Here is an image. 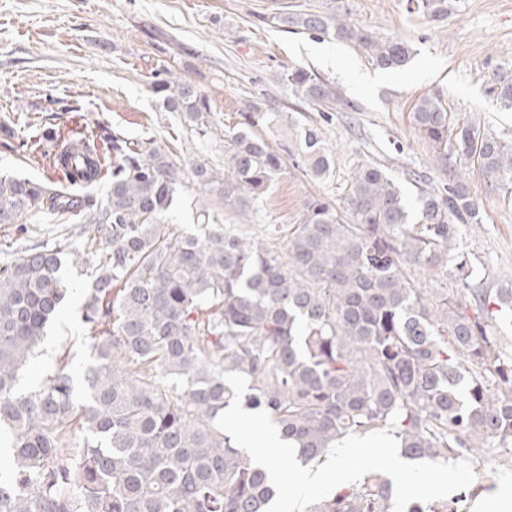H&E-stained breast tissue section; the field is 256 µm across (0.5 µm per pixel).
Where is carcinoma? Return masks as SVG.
<instances>
[{"label": "carcinoma", "mask_w": 512, "mask_h": 512, "mask_svg": "<svg viewBox=\"0 0 512 512\" xmlns=\"http://www.w3.org/2000/svg\"><path fill=\"white\" fill-rule=\"evenodd\" d=\"M416 8L444 18L451 0H416ZM271 21L350 44L385 70L414 56L408 42L381 39L334 10ZM283 81L325 112L347 104L340 88L304 68ZM150 89L208 136L209 99L195 85L162 70ZM486 93L512 111V68L495 70ZM412 119L442 158L476 165L512 197V138L454 120L439 95L419 98ZM278 122V113L249 105L224 133V172L204 160L192 168L238 223L201 207L200 232L180 234L165 221L182 171L157 139L132 141L102 125L64 139L53 128H3L19 149L65 150L53 162L62 183L0 173V224L69 214L93 235L81 251L56 240L0 268V449L10 459L0 466V512H265L276 497L266 470L215 427L233 397L223 372L248 379L243 408L267 411L302 463L350 434L387 428L411 459L447 463L502 448L499 464L512 466V347L492 330L493 317L512 315V280L469 282L458 226L480 224L482 214L464 181L421 194L412 224L400 184L362 164L343 209L312 199L302 223L267 224L257 241L242 225L284 161L255 128ZM298 150L315 178L335 167L314 126L300 128ZM106 174L98 199L92 189ZM450 262L454 285L417 286L416 271ZM69 263L87 266L80 312L89 362L79 374L61 363L25 388L21 371L65 299ZM73 428L83 434L75 448ZM393 498V481L373 472L309 512H392ZM406 512H448V500L413 501Z\"/></svg>", "instance_id": "1"}]
</instances>
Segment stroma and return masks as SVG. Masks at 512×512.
<instances>
[{
	"instance_id": "1",
	"label": "stroma",
	"mask_w": 512,
	"mask_h": 512,
	"mask_svg": "<svg viewBox=\"0 0 512 512\" xmlns=\"http://www.w3.org/2000/svg\"><path fill=\"white\" fill-rule=\"evenodd\" d=\"M447 18L414 11L410 0H0V124L20 129L47 124L59 113L64 132L108 125L130 139L156 137L182 165L205 156L224 165V133L241 119L247 104L282 112L275 130L259 134L285 159L282 175L256 221L300 223L306 202L320 196L342 204L357 166L372 163L396 179L409 201L459 178L483 208L484 222L462 227L457 247L468 256L470 282L480 288L512 280V201L474 166L442 159L415 126L412 107L439 93L457 119L512 137V112L485 93L487 75L512 63V0H453ZM336 6L352 24L380 38H399L415 55L404 70L375 67L354 47L315 35L292 33L263 23V16L324 10ZM302 67L342 88L349 110L320 111L301 101L281 81L283 71ZM196 84L210 101L214 133L202 139L187 130L176 112L166 111L150 90L155 72ZM77 107L70 117L68 107ZM317 127L336 157L332 174L312 178L293 158L296 123ZM34 180L56 178L48 159L35 150L0 145V170ZM184 206L167 218L170 229L194 230L192 205L218 212L221 223L235 217L210 192L184 178ZM92 228L72 217H24L0 224V266L26 246L68 237L82 244ZM69 290L26 382L61 360L86 364L90 340L80 320V268L66 272ZM481 485L467 512L512 487V469L484 457L475 472Z\"/></svg>"
}]
</instances>
